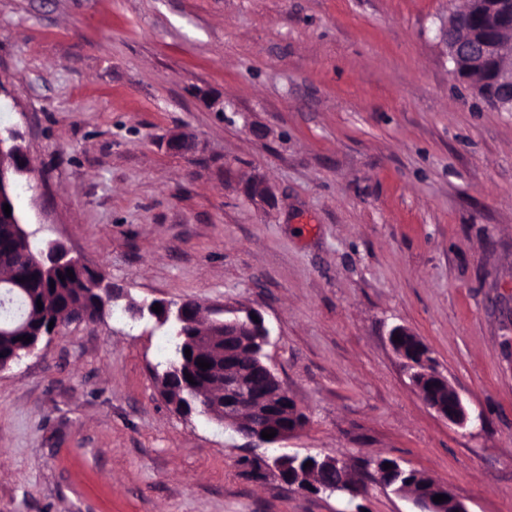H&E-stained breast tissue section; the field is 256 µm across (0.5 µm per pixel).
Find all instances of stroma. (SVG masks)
<instances>
[{
	"label": "stroma",
	"instance_id": "obj_1",
	"mask_svg": "<svg viewBox=\"0 0 512 512\" xmlns=\"http://www.w3.org/2000/svg\"><path fill=\"white\" fill-rule=\"evenodd\" d=\"M464 0H0V125L34 170L16 202L138 301L253 307L308 422L290 454L399 461L512 512V112L451 75ZM194 138L176 152V134ZM265 180L274 200L250 199ZM460 393L440 419L387 337ZM168 338L74 321L0 372V512H417L297 492L272 451L182 417Z\"/></svg>",
	"mask_w": 512,
	"mask_h": 512
}]
</instances>
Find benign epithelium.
Wrapping results in <instances>:
<instances>
[{"mask_svg": "<svg viewBox=\"0 0 512 512\" xmlns=\"http://www.w3.org/2000/svg\"><path fill=\"white\" fill-rule=\"evenodd\" d=\"M512 35V0H472L465 10L452 12L439 31L440 41L453 63V78L465 84L473 93L489 101L500 110L512 112V53L506 54L504 39ZM19 134L13 129L0 134V223L13 227L20 224L16 214L5 215L3 205L13 204L9 189L18 187V177L31 172L27 150L18 143ZM40 260L36 269L55 271L63 268L80 269L86 262L70 256L66 245L53 241L39 250ZM106 279L94 284L102 292L104 308L118 306L126 300L121 311L132 320L149 316L158 327L166 329L174 354L182 355V362L173 359L167 368L155 373L160 392L163 384L174 377L182 379L178 396L171 402L173 410L181 416L193 414L230 429L239 436L261 445L280 444L296 435L305 425L294 399L272 370L263 362V347L268 344L270 332L261 312L252 308L198 309L192 314L181 303L177 306L165 301L136 303L128 300L121 288H108ZM162 311L154 312L155 304ZM258 320H253L252 316ZM13 332L31 337L30 343L5 361H0V371L9 368L21 353L34 350L45 336L55 329L35 327L24 320ZM411 332L395 326L389 332V343L401 358L411 384L425 404L441 419L464 427L470 420L469 413L457 391L436 368L427 345L416 343L411 347L401 337ZM191 357H185V349ZM249 350L250 360L242 362V353ZM211 364L208 369L197 365V359ZM195 377L191 384L185 374ZM222 388L217 398L208 389ZM272 429L276 435L270 439L262 431ZM312 462L304 467L306 462ZM278 479L297 491L313 494L321 492H357V481L352 478L353 461L344 455L320 457L280 454L272 465ZM400 468L376 469L378 481L393 492L410 498L420 512H469L463 499L448 486L432 478L414 486L395 485ZM439 494L447 500L439 503L433 497Z\"/></svg>", "mask_w": 512, "mask_h": 512, "instance_id": "7a95c632", "label": "benign epithelium"}]
</instances>
